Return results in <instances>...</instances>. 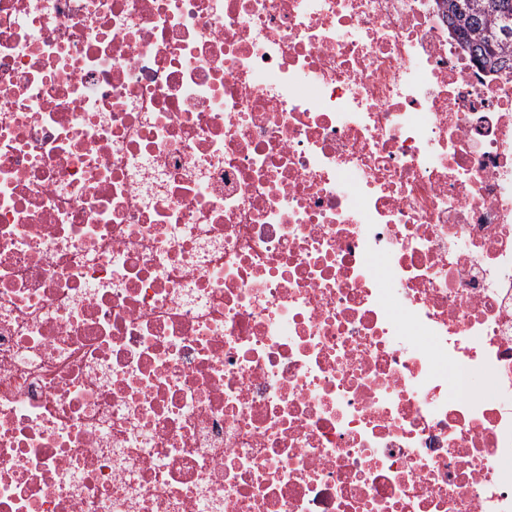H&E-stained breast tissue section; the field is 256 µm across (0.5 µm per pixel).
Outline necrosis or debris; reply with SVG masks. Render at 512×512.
Listing matches in <instances>:
<instances>
[{"label":"necrosis or debris","mask_w":512,"mask_h":512,"mask_svg":"<svg viewBox=\"0 0 512 512\" xmlns=\"http://www.w3.org/2000/svg\"><path fill=\"white\" fill-rule=\"evenodd\" d=\"M0 512H512V72L440 0H0Z\"/></svg>","instance_id":"necrosis-or-debris-1"}]
</instances>
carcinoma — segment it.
Returning a JSON list of instances; mask_svg holds the SVG:
<instances>
[{"label":"carcinoma","mask_w":512,"mask_h":512,"mask_svg":"<svg viewBox=\"0 0 512 512\" xmlns=\"http://www.w3.org/2000/svg\"><path fill=\"white\" fill-rule=\"evenodd\" d=\"M454 34L492 71L512 70V0H443Z\"/></svg>","instance_id":"cac0c4a2"}]
</instances>
